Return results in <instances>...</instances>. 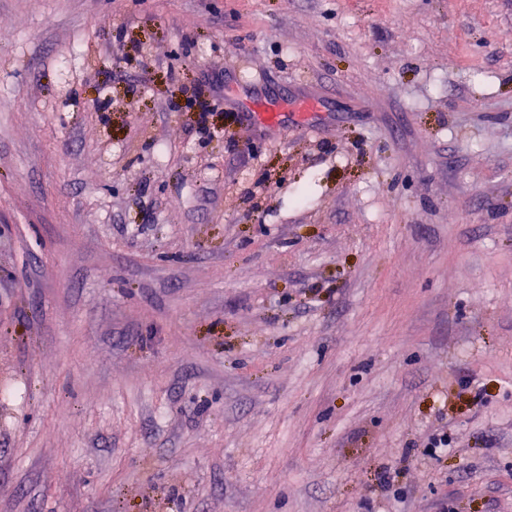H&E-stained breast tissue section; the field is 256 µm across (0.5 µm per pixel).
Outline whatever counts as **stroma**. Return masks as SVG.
<instances>
[{
	"mask_svg": "<svg viewBox=\"0 0 512 512\" xmlns=\"http://www.w3.org/2000/svg\"><path fill=\"white\" fill-rule=\"evenodd\" d=\"M443 501L512 512V0H0V512ZM252 102L259 108L261 121L268 127L279 128L284 124L285 114L282 112V107L278 102H272L267 99H254Z\"/></svg>",
	"mask_w": 512,
	"mask_h": 512,
	"instance_id": "1",
	"label": "stroma"
}]
</instances>
